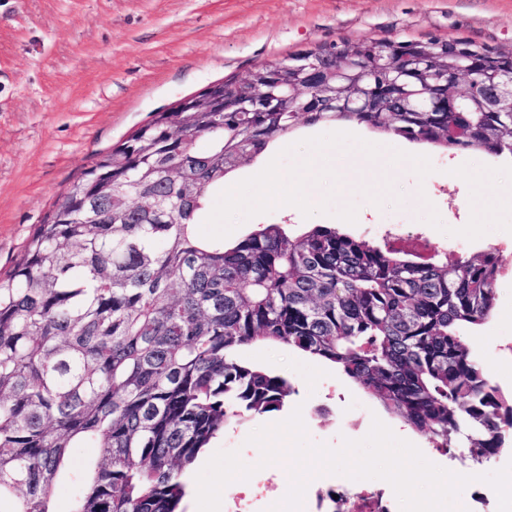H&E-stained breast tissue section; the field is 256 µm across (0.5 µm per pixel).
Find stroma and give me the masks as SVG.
<instances>
[{"instance_id": "obj_1", "label": "stroma", "mask_w": 512, "mask_h": 512, "mask_svg": "<svg viewBox=\"0 0 512 512\" xmlns=\"http://www.w3.org/2000/svg\"><path fill=\"white\" fill-rule=\"evenodd\" d=\"M456 37L512 45V0H0V279L62 191L185 96L316 42ZM386 139L349 121L298 124L234 171L196 230L230 245L265 224L308 223L302 208L278 204L279 186L257 202L254 178L269 161L292 169L298 144L330 143L343 163L344 190L316 191L318 223L373 241L392 225L427 238L450 260L497 249L504 272L493 313L467 335L493 383L510 393L512 170L485 151L451 155L422 144L423 162L396 161ZM489 168L498 171L496 187L476 191L475 179ZM240 357L289 376V408L328 409L326 420L307 421L311 442L337 448L365 437L373 419L398 424L333 365L263 344ZM287 416L283 410L229 425L214 447L257 463L260 450L247 436Z\"/></svg>"}]
</instances>
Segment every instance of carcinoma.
<instances>
[{
    "label": "carcinoma",
    "mask_w": 512,
    "mask_h": 512,
    "mask_svg": "<svg viewBox=\"0 0 512 512\" xmlns=\"http://www.w3.org/2000/svg\"><path fill=\"white\" fill-rule=\"evenodd\" d=\"M512 66V48L442 40ZM384 40H363V66ZM287 72L256 70L269 87ZM446 149L512 155L511 112H338ZM295 126V113L157 112L61 194L0 283V512H55L74 448H97L69 512H185L186 473L224 427L278 412L283 373L242 362L284 345L338 367L434 447L489 460L512 437V393L466 340L494 307L497 250L424 257L324 224H265L235 245L196 233L225 176ZM206 137L210 148L196 149Z\"/></svg>",
    "instance_id": "cac0c4a2"
}]
</instances>
